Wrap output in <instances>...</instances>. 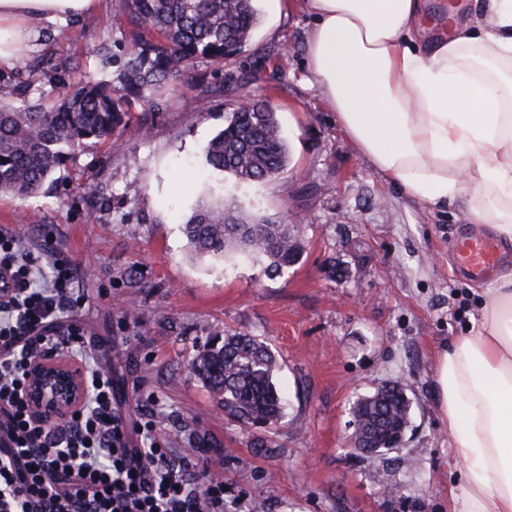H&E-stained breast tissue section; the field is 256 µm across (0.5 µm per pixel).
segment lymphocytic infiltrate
Returning a JSON list of instances; mask_svg holds the SVG:
<instances>
[{
    "instance_id": "f902f5d3",
    "label": "lymphocytic infiltrate",
    "mask_w": 512,
    "mask_h": 512,
    "mask_svg": "<svg viewBox=\"0 0 512 512\" xmlns=\"http://www.w3.org/2000/svg\"><path fill=\"white\" fill-rule=\"evenodd\" d=\"M0 512H225L223 478L209 464L171 460L152 414L128 425L101 356L82 334L84 296L61 255L21 249L0 227ZM63 351L88 385L62 423L38 422L24 385L32 359Z\"/></svg>"
}]
</instances>
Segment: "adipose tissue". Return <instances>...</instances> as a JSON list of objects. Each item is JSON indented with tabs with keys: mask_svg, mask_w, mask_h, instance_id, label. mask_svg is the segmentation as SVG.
<instances>
[{
	"mask_svg": "<svg viewBox=\"0 0 512 512\" xmlns=\"http://www.w3.org/2000/svg\"><path fill=\"white\" fill-rule=\"evenodd\" d=\"M100 0H0V70L43 23ZM307 63L358 150L413 198H467L473 223L512 244V0H467L451 28L426 0H306ZM439 411L462 467L450 512H512V270L480 323L441 354Z\"/></svg>",
	"mask_w": 512,
	"mask_h": 512,
	"instance_id": "ef3b65f1",
	"label": "adipose tissue"
}]
</instances>
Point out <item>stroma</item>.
Masks as SVG:
<instances>
[{
  "label": "stroma",
  "instance_id": "1",
  "mask_svg": "<svg viewBox=\"0 0 512 512\" xmlns=\"http://www.w3.org/2000/svg\"><path fill=\"white\" fill-rule=\"evenodd\" d=\"M311 26L304 0L263 17L209 95L195 74L172 81L146 138L135 126L144 108L132 105V127L68 154L41 193L0 197V226L74 261L86 337L127 420L151 410L174 462L222 461L230 512H448L462 478L434 376L494 286L456 271L448 244L486 229L464 201L407 196L355 148L309 75ZM130 30L122 0L40 28L27 54L44 74L28 102L50 107L86 77L111 78L133 49ZM255 97L277 112L289 165L241 184L212 171L203 147ZM209 189L299 229L297 263L276 275L249 258L190 257L183 225ZM227 331L261 338L282 366L288 410L275 430L225 418L191 370L199 346ZM395 383L410 401L401 446L374 458L350 451L354 402Z\"/></svg>",
  "mask_w": 512,
  "mask_h": 512
}]
</instances>
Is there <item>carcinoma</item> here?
<instances>
[{
	"label": "carcinoma",
	"mask_w": 512,
	"mask_h": 512,
	"mask_svg": "<svg viewBox=\"0 0 512 512\" xmlns=\"http://www.w3.org/2000/svg\"><path fill=\"white\" fill-rule=\"evenodd\" d=\"M124 9L151 38L136 36L134 51L113 81L82 82L49 109L0 103V194H37L67 151L125 131L131 103L159 106L172 78L200 62L223 64L241 51L260 22L257 0H124ZM203 154L208 166L240 183L274 178L289 164L276 112L262 99L232 113ZM184 235L196 259L251 255L266 261L271 272L294 264L301 252L296 230L252 221L229 200L200 202L184 224ZM192 370L230 420L266 428L284 418L286 401L276 383L279 364L257 337L227 333L205 342ZM353 415L362 445H376L375 455H381L408 424L406 388L378 387L360 399Z\"/></svg>",
	"instance_id": "carcinoma-1"
}]
</instances>
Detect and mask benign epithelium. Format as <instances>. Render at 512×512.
Instances as JSON below:
<instances>
[{
    "mask_svg": "<svg viewBox=\"0 0 512 512\" xmlns=\"http://www.w3.org/2000/svg\"><path fill=\"white\" fill-rule=\"evenodd\" d=\"M86 394L84 376L63 353L37 358L28 369L26 399L38 419L47 425L68 417Z\"/></svg>",
    "mask_w": 512,
    "mask_h": 512,
    "instance_id": "obj_1",
    "label": "benign epithelium"
}]
</instances>
